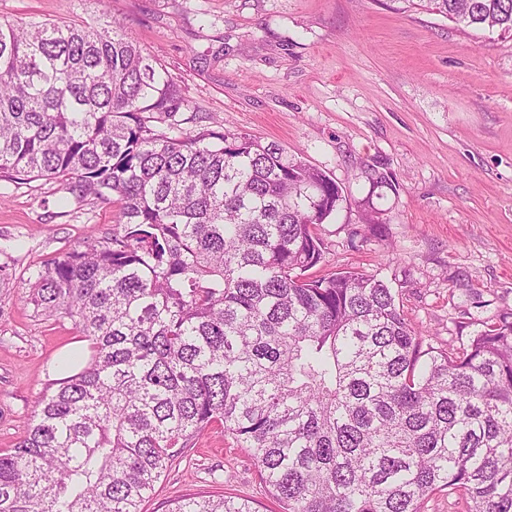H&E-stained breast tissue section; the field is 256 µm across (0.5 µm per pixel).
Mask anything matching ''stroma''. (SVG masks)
Listing matches in <instances>:
<instances>
[{"label": "stroma", "mask_w": 512, "mask_h": 512, "mask_svg": "<svg viewBox=\"0 0 512 512\" xmlns=\"http://www.w3.org/2000/svg\"><path fill=\"white\" fill-rule=\"evenodd\" d=\"M120 21L189 101L150 128L244 132L327 172L350 204L317 229L316 274L384 280L427 344L468 345L512 313V40L390 0H0V20ZM375 166L391 186L371 188ZM119 206L58 182L0 180V450L87 343L39 315L31 281ZM186 494L282 512L247 449L208 432L171 459L143 512Z\"/></svg>", "instance_id": "1"}]
</instances>
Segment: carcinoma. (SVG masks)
<instances>
[{"label": "carcinoma", "instance_id": "carcinoma-1", "mask_svg": "<svg viewBox=\"0 0 512 512\" xmlns=\"http://www.w3.org/2000/svg\"><path fill=\"white\" fill-rule=\"evenodd\" d=\"M512 39V0H392ZM114 21H0V179L115 198L105 241L38 272L36 313L90 355L0 452V512H142L210 429L250 450L284 512H512V320L423 347L384 281L323 262L347 202L246 133L146 125L188 105ZM169 512H256L187 495Z\"/></svg>", "mask_w": 512, "mask_h": 512}]
</instances>
